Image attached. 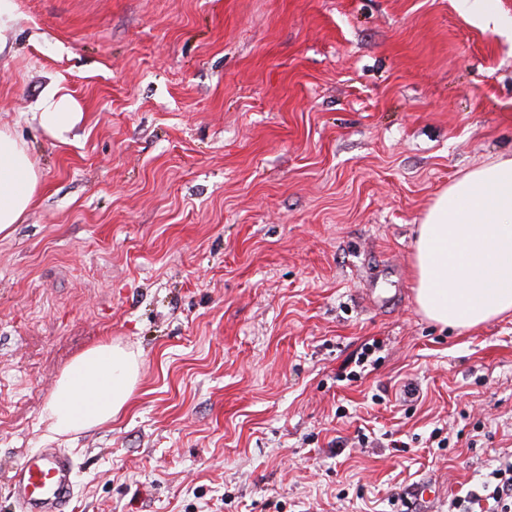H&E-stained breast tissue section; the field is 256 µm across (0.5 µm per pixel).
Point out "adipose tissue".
I'll use <instances>...</instances> for the list:
<instances>
[{
  "label": "adipose tissue",
  "mask_w": 512,
  "mask_h": 512,
  "mask_svg": "<svg viewBox=\"0 0 512 512\" xmlns=\"http://www.w3.org/2000/svg\"><path fill=\"white\" fill-rule=\"evenodd\" d=\"M35 118L65 139L79 120L74 101L51 92ZM29 148L0 128V235L10 236L37 197ZM413 291L428 320L459 329L512 313V157L476 168L441 192L417 227ZM140 354L113 341L78 356L63 372L46 412L55 434L92 429L130 402Z\"/></svg>",
  "instance_id": "1"
}]
</instances>
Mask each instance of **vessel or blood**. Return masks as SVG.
<instances>
[{
	"mask_svg": "<svg viewBox=\"0 0 512 512\" xmlns=\"http://www.w3.org/2000/svg\"><path fill=\"white\" fill-rule=\"evenodd\" d=\"M74 471L73 459L54 448L28 457L7 477L20 512H66Z\"/></svg>",
	"mask_w": 512,
	"mask_h": 512,
	"instance_id": "vessel-or-blood-1",
	"label": "vessel or blood"
}]
</instances>
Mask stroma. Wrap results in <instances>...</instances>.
Wrapping results in <instances>:
<instances>
[{
  "instance_id": "1",
  "label": "stroma",
  "mask_w": 512,
  "mask_h": 512,
  "mask_svg": "<svg viewBox=\"0 0 512 512\" xmlns=\"http://www.w3.org/2000/svg\"><path fill=\"white\" fill-rule=\"evenodd\" d=\"M15 4L0 126L40 186L0 239V472L64 450L69 512H448L512 457V314L447 329L412 291L436 195L512 154V0ZM113 339L129 407L54 434ZM75 109L76 105L68 95L59 94L54 89L41 102L40 111L34 112V119L47 134L63 140L79 121L80 112H75ZM140 353L112 340L78 356L57 381L46 412L57 435L90 430L117 418L133 397Z\"/></svg>"
}]
</instances>
